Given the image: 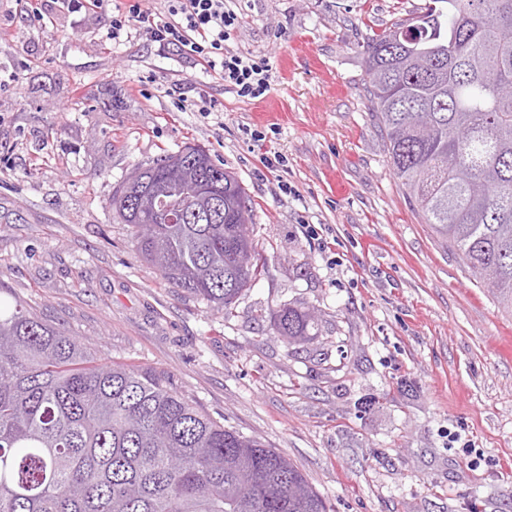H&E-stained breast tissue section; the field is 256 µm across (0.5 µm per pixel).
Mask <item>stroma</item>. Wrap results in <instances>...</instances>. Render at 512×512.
Returning <instances> with one entry per match:
<instances>
[{
	"label": "stroma",
	"mask_w": 512,
	"mask_h": 512,
	"mask_svg": "<svg viewBox=\"0 0 512 512\" xmlns=\"http://www.w3.org/2000/svg\"><path fill=\"white\" fill-rule=\"evenodd\" d=\"M426 0H234L225 46L264 54L261 99L53 0L45 39L0 34V297L93 357L164 372L225 428L284 452L327 512H512V310L426 224L369 109L363 45ZM218 99L210 115L170 95ZM195 143L236 173L265 273L231 316L173 287L112 196ZM285 157L269 171L263 157ZM316 334L287 344L285 306ZM317 321L314 311L287 306L274 313L273 329L288 344L299 343L315 336Z\"/></svg>",
	"instance_id": "1"
}]
</instances>
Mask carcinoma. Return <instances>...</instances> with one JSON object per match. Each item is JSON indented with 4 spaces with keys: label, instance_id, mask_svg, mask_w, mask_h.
Here are the masks:
<instances>
[{
    "label": "carcinoma",
    "instance_id": "carcinoma-1",
    "mask_svg": "<svg viewBox=\"0 0 512 512\" xmlns=\"http://www.w3.org/2000/svg\"><path fill=\"white\" fill-rule=\"evenodd\" d=\"M368 94L396 178L426 223L512 309V0H428L367 40ZM184 195H147L169 173ZM112 205L136 250L173 286L224 314L264 273L247 232L249 196L208 149L187 143L137 169ZM311 310L283 307L287 343L313 336ZM0 512H326L302 471L224 428L150 367L94 360L87 347L0 299Z\"/></svg>",
    "mask_w": 512,
    "mask_h": 512
}]
</instances>
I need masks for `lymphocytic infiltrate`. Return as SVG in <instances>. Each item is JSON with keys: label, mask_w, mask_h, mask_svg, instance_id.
Masks as SVG:
<instances>
[{"label": "lymphocytic infiltrate", "mask_w": 512, "mask_h": 512, "mask_svg": "<svg viewBox=\"0 0 512 512\" xmlns=\"http://www.w3.org/2000/svg\"><path fill=\"white\" fill-rule=\"evenodd\" d=\"M71 13L90 11L107 16L111 35L136 30L158 44L160 50L180 54L193 66L214 72L225 91L241 97L259 98L270 87V67L265 56L240 55L225 43L239 25L234 10L224 0H164L162 11L144 6L143 0L127 5L115 0H60Z\"/></svg>", "instance_id": "lymphocytic-infiltrate-1"}]
</instances>
